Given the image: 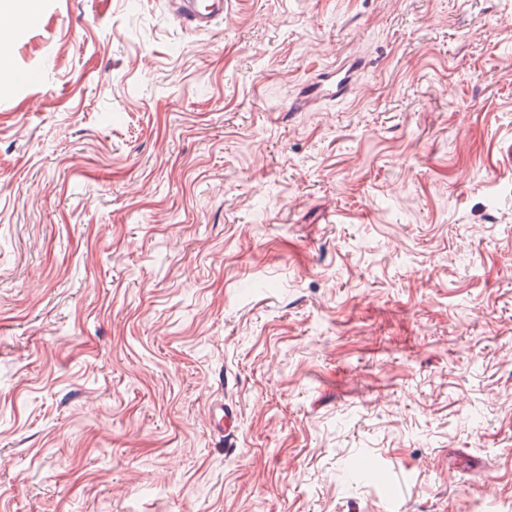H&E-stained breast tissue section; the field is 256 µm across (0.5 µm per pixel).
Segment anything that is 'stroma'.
<instances>
[{
	"label": "stroma",
	"mask_w": 512,
	"mask_h": 512,
	"mask_svg": "<svg viewBox=\"0 0 512 512\" xmlns=\"http://www.w3.org/2000/svg\"><path fill=\"white\" fill-rule=\"evenodd\" d=\"M224 12L8 34L0 512H512V0ZM336 72L334 79L319 85L315 89V93L320 94L323 98L328 100H335L340 98L347 91L352 83V75L350 71H345L343 68H336L332 70V73ZM212 420L214 428L224 436L229 437L234 435L236 429L237 414L231 407L224 404L216 406L212 410Z\"/></svg>",
	"instance_id": "stroma-1"
}]
</instances>
